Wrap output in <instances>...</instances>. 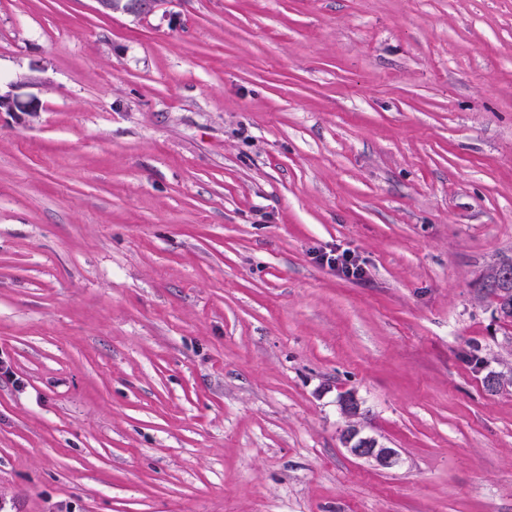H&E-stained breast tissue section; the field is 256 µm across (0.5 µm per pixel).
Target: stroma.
<instances>
[{
    "label": "stroma",
    "mask_w": 512,
    "mask_h": 512,
    "mask_svg": "<svg viewBox=\"0 0 512 512\" xmlns=\"http://www.w3.org/2000/svg\"><path fill=\"white\" fill-rule=\"evenodd\" d=\"M0 93V512H512V0H0ZM105 14L121 12L136 16L152 14L164 0H95ZM314 259L319 265L327 266L348 278H357L362 274V269L356 257L345 251L341 253L335 250L321 251L316 254ZM486 281L492 285H494L497 288H503L502 292L507 293L509 288V291H512V274H510L507 270H505L502 267H496L491 269L486 274ZM483 281L482 289L485 290L489 295L493 296L496 300L497 308H499V311L501 313V310L504 311L505 306H512V297H510L507 301L503 302L501 300V296L495 292L494 288H490L487 282ZM502 314V313H501ZM504 318H510L512 319V313L510 314H502ZM341 410L348 420L343 443L348 453L356 459L364 460L374 466L390 468L399 463V455L392 448H385L371 437L361 436L358 427L360 405L355 392H346L340 401Z\"/></svg>",
    "instance_id": "obj_1"
}]
</instances>
